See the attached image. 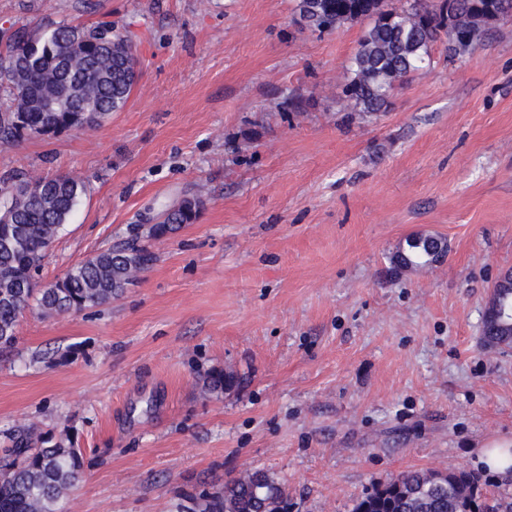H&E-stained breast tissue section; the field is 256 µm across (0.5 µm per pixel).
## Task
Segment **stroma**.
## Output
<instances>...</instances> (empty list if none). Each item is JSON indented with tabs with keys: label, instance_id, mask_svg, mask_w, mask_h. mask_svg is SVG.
<instances>
[{
	"label": "stroma",
	"instance_id": "35a3bbf8",
	"mask_svg": "<svg viewBox=\"0 0 512 512\" xmlns=\"http://www.w3.org/2000/svg\"><path fill=\"white\" fill-rule=\"evenodd\" d=\"M61 21L113 22L140 74L95 132L0 142V175L89 180L43 280L186 195L203 207L112 303L24 313L0 451L21 428L80 448L61 512H176L248 470L288 512H351L448 468L512 512V478L477 464L512 437V345L481 335L512 272V23L463 56L437 42L387 110L352 118L340 76L363 27L310 31L295 0H0V49ZM420 233L447 256L396 267ZM216 370L236 386L207 392Z\"/></svg>",
	"mask_w": 512,
	"mask_h": 512
}]
</instances>
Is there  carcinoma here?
<instances>
[{
    "label": "carcinoma",
    "mask_w": 512,
    "mask_h": 512,
    "mask_svg": "<svg viewBox=\"0 0 512 512\" xmlns=\"http://www.w3.org/2000/svg\"><path fill=\"white\" fill-rule=\"evenodd\" d=\"M296 10L307 28L320 33L365 24L343 87L363 115L389 106L394 88L430 59L441 35L448 36L451 57L465 41L481 45L493 24L512 19V0H453L449 13L435 12L432 0H406L400 8L388 0H296ZM136 71L131 41L111 23L80 28L60 22L37 38L17 31L0 54V141L101 124L125 107ZM26 183L17 177L0 191V352L13 346L24 311L48 316L109 304L154 261L135 233L70 266L50 284L36 281L59 230L86 195L88 180L59 175L43 181L40 192L14 195ZM202 205L200 197L185 196L144 235L157 239L176 224L194 223ZM406 245L395 256L398 266H425L444 251V243L430 235L413 236ZM235 384L234 376L215 371L206 389L222 392ZM37 442L29 430L12 439L0 463V512H56L64 491L81 477L80 449L39 448ZM286 498L281 482L256 470L186 496L190 505L178 512H286ZM352 512H480L476 479L459 469L443 479L431 471H405L357 500Z\"/></svg>",
    "instance_id": "obj_1"
}]
</instances>
